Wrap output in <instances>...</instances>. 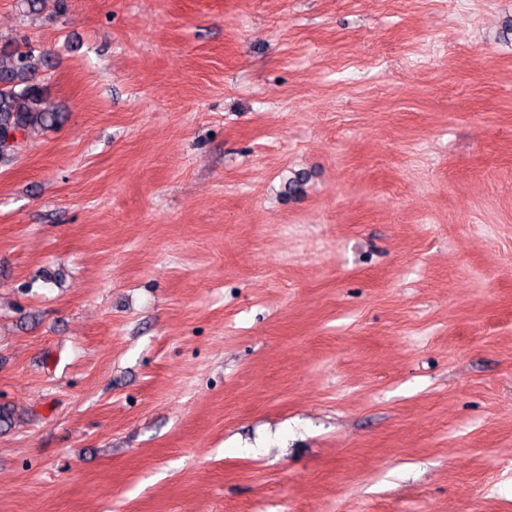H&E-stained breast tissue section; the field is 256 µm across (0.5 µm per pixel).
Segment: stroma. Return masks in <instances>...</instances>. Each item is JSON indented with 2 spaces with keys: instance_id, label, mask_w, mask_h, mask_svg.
<instances>
[{
  "instance_id": "1",
  "label": "stroma",
  "mask_w": 512,
  "mask_h": 512,
  "mask_svg": "<svg viewBox=\"0 0 512 512\" xmlns=\"http://www.w3.org/2000/svg\"><path fill=\"white\" fill-rule=\"evenodd\" d=\"M512 0H0V512H512ZM44 62L45 53L27 38L0 48V161L15 150L9 143L15 132L25 140L62 123V113L47 104L38 76Z\"/></svg>"
}]
</instances>
